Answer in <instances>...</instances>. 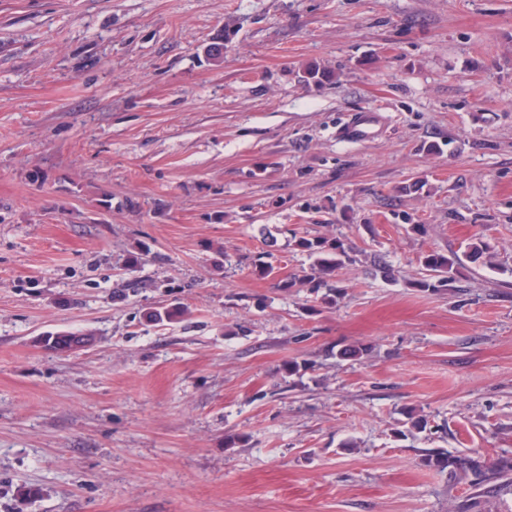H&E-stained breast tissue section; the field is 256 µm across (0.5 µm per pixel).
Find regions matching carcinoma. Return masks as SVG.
<instances>
[{
  "mask_svg": "<svg viewBox=\"0 0 512 512\" xmlns=\"http://www.w3.org/2000/svg\"><path fill=\"white\" fill-rule=\"evenodd\" d=\"M294 246L315 257L312 273L301 282L295 279L281 280L278 283L279 288L288 290L300 283L317 291L323 288L325 292L321 296L322 303L329 307L335 306L341 298V287L337 286L334 281L336 269L349 259L344 243L333 236L313 238L302 236L294 239ZM420 264L423 276L417 281V287L427 290H442L448 288L455 281L459 259L454 255L448 256L438 251H429L420 258ZM87 341L89 338L73 334L44 336L40 339L45 347L61 352ZM428 464L439 470L453 467L464 473L470 471L481 483L497 475L512 472L511 459L501 458L483 470L471 458L450 456L444 452L429 455Z\"/></svg>",
  "mask_w": 512,
  "mask_h": 512,
  "instance_id": "obj_1",
  "label": "carcinoma"
}]
</instances>
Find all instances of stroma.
<instances>
[{
	"instance_id": "35a3bbf8",
	"label": "stroma",
	"mask_w": 512,
	"mask_h": 512,
	"mask_svg": "<svg viewBox=\"0 0 512 512\" xmlns=\"http://www.w3.org/2000/svg\"><path fill=\"white\" fill-rule=\"evenodd\" d=\"M433 452L512 458V0H0V512H512ZM387 116L380 111H362L349 118L337 130V137L348 143H363L382 134ZM294 246L308 252L315 257L312 273L299 284L319 291L324 288L321 296L322 303L326 306H336L341 298V287L334 281L336 269L341 267L349 256L344 243L333 236H318L307 238L305 236L294 237ZM423 276L416 283L418 288L442 290L455 281L458 273L459 259L455 255L448 256L438 251H429L420 258Z\"/></svg>"
}]
</instances>
